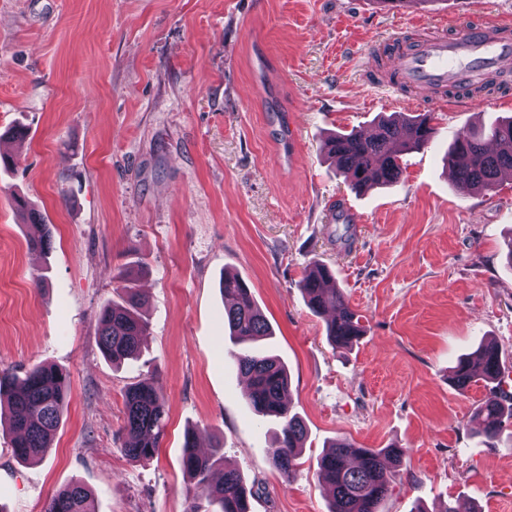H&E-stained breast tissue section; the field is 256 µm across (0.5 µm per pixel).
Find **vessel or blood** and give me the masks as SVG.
Segmentation results:
<instances>
[{
    "label": "vessel or blood",
    "mask_w": 512,
    "mask_h": 512,
    "mask_svg": "<svg viewBox=\"0 0 512 512\" xmlns=\"http://www.w3.org/2000/svg\"><path fill=\"white\" fill-rule=\"evenodd\" d=\"M379 55L388 63L384 80L388 90H421L428 93L431 104L441 105L447 89L463 98L469 88L489 79L512 78V21L480 20L452 34L430 33L411 46L395 37Z\"/></svg>",
    "instance_id": "1"
}]
</instances>
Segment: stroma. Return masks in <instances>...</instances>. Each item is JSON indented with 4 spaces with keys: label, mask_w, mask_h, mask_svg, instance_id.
<instances>
[{
    "label": "stroma",
    "mask_w": 512,
    "mask_h": 512,
    "mask_svg": "<svg viewBox=\"0 0 512 512\" xmlns=\"http://www.w3.org/2000/svg\"><path fill=\"white\" fill-rule=\"evenodd\" d=\"M416 17L452 31L512 18V0H0V370L46 363L69 378L43 461L17 460L0 427V512H44L75 481L97 512H186L189 431L200 449L223 444L254 487L251 512H328L318 460L339 439L404 449L381 512H512V439L475 436L484 385L449 380L483 340L512 376V176L463 195L445 163L457 136L512 116V102L491 93L436 112L399 182L364 193L322 152L331 132L429 109L365 80L378 43L415 39ZM16 126L24 138L7 136ZM19 195L48 225L49 252L30 247ZM339 200L359 216L348 248L330 220ZM315 261L362 316L352 348L330 345L300 291ZM129 265L148 334L115 367L96 316ZM228 271L267 317L256 347L285 362L305 425L290 480L267 456L280 424L250 410L230 355ZM145 376L168 420L142 465L121 451L122 394Z\"/></svg>",
    "instance_id": "stroma-1"
}]
</instances>
